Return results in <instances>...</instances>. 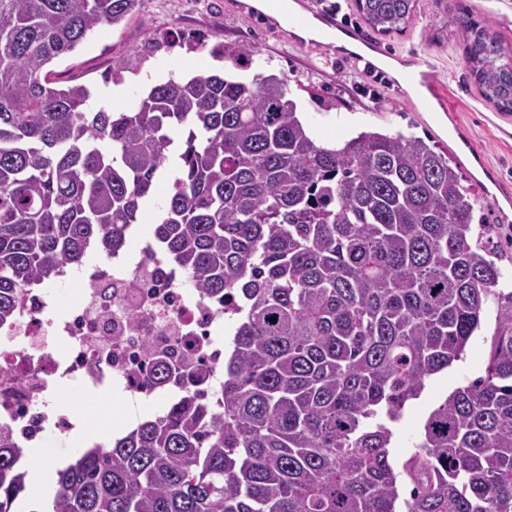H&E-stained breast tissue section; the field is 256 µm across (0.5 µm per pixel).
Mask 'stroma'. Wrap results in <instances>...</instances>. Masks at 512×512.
I'll use <instances>...</instances> for the list:
<instances>
[{"mask_svg":"<svg viewBox=\"0 0 512 512\" xmlns=\"http://www.w3.org/2000/svg\"><path fill=\"white\" fill-rule=\"evenodd\" d=\"M304 2L311 17L332 11L339 22L356 27L376 47L372 63L302 38L289 26H274L265 13L243 9L239 0H142L136 15L96 30L52 69L59 80L102 95L109 90L105 74L120 69L130 54H140V71L124 73L121 95L110 104L123 110L169 76L222 68L214 47L249 46L255 50L249 66L224 68L226 75L287 79L290 96L317 141L337 144L373 129L421 138L445 154L470 192L475 218H488L493 227L500 293L486 299L481 327L464 359L433 375L395 424L390 456L400 466L414 456L428 413L454 389L483 375L501 297L512 292V119H504L479 92L467 67L466 34L456 21L460 6L469 5L512 57V0H414L409 22L386 34L365 24L356 0ZM420 59L431 65L440 100L428 99L418 85L395 76L413 70Z\"/></svg>","mask_w":512,"mask_h":512,"instance_id":"obj_1","label":"stroma"}]
</instances>
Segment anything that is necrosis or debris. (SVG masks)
Segmentation results:
<instances>
[{"label":"necrosis or debris","instance_id":"1","mask_svg":"<svg viewBox=\"0 0 512 512\" xmlns=\"http://www.w3.org/2000/svg\"><path fill=\"white\" fill-rule=\"evenodd\" d=\"M74 303L58 312L49 287L27 288L12 321L0 325V432L20 443L46 430L74 429L57 407L62 385L107 393L123 403L175 397L184 367L202 372L211 391L224 382V307L187 288L183 274L150 245L62 267ZM166 360L171 377L149 367Z\"/></svg>","mask_w":512,"mask_h":512}]
</instances>
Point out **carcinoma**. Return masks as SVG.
<instances>
[{
  "label": "carcinoma",
  "mask_w": 512,
  "mask_h": 512,
  "mask_svg": "<svg viewBox=\"0 0 512 512\" xmlns=\"http://www.w3.org/2000/svg\"><path fill=\"white\" fill-rule=\"evenodd\" d=\"M140 0H0V324L89 245L125 250L157 183L155 243L224 303L223 390L188 392L56 471L46 512H512V294L485 375L427 416L399 471L391 425L464 358L498 288L491 225L423 140L316 142L284 80L172 76L122 112L46 69ZM379 33L413 0H356ZM481 94L512 112V62L462 14ZM253 50L221 47L238 67ZM0 433V512H24ZM413 488L403 495L404 478Z\"/></svg>",
  "instance_id": "1"
}]
</instances>
